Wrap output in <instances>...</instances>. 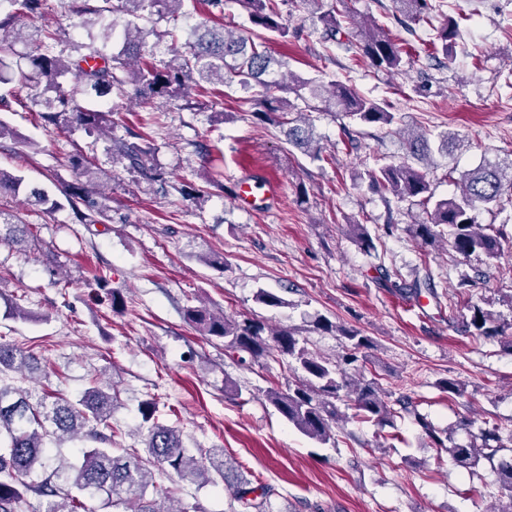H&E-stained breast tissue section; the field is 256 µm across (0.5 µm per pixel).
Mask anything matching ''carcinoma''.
Listing matches in <instances>:
<instances>
[{
	"mask_svg": "<svg viewBox=\"0 0 512 512\" xmlns=\"http://www.w3.org/2000/svg\"><path fill=\"white\" fill-rule=\"evenodd\" d=\"M49 0H0V84H15L41 98L45 126L58 132L83 130L90 136L108 141L112 161L123 165L134 177L149 184L165 185L164 172L157 160V148L143 131L126 128V136L112 135V111L89 108L66 85L71 76L86 95L114 94L134 100L141 108H152L159 99L179 98L181 109L202 112L199 97L207 84L234 85L255 101L253 117L283 128L288 144L314 160H321V147L309 114L340 113L360 124L377 126L398 133L405 155L401 160L382 164L366 172L368 188L389 194L400 202L420 206L425 217L411 225L414 239L421 247L438 242L450 244L467 258L481 254L498 259L512 236L504 226L478 224L472 212L477 206H503V198H512V161H485L460 176L459 192L435 199L429 167L418 162L431 160L434 153H446L448 133L436 139L416 129L402 128V117L385 104L361 95L352 85L341 81L327 83L301 79L293 75L276 77L278 62L261 42V28L285 38L288 21L277 0H207V6L224 14V5L232 3L247 14L252 28L237 32L224 29V23L202 22L181 47L179 62L157 61L158 44L148 45L138 21L151 19L174 23L164 35L176 37L178 21L186 0H117L113 11L126 19L122 41L104 53L93 49L71 58L61 48L57 33L26 24L24 19L44 13ZM107 0H69L68 12L77 19L76 26L97 23ZM307 17L323 25L328 39L336 40L340 20L336 4L325 0H299ZM393 14L414 23H430L436 9L434 0H391ZM459 26L449 20L436 28L432 57L449 58ZM353 37L357 53L369 64L387 72L403 65V45L392 38L376 21L356 23ZM75 179L64 187L75 220L80 224L112 222V209L97 190L98 167L78 154L71 161ZM24 190L23 176L0 168V199L17 197ZM350 237L370 251L375 244L362 224L348 225ZM32 239L29 225L15 214L0 209V244ZM423 274L407 282L383 266L377 268L379 279L404 294L436 296L429 265ZM467 332L485 340H503L512 323L500 322L480 305L470 306ZM184 318L203 336L224 340V351L239 355L240 362H258L262 358L287 361L294 378L288 389L269 388L265 400L293 427L321 445L335 439V429L350 420L370 422L379 429L395 427L396 419L408 415L429 440L430 447L448 453L451 463L473 470L487 463L497 475L500 489L509 505L496 512H512V458L500 452L512 444V434L503 436L496 423L484 421L477 431L475 421L464 417L456 426L466 440L454 437L455 430H440L416 412L409 402H390L381 392L378 378L367 368L372 341L359 331L337 325L325 317L315 320L314 328L345 339L342 351L331 359L310 348L309 339L290 327L273 328L249 316H216L204 306H188ZM38 359L9 342H0V376L5 372L33 373ZM118 405L114 388L94 385L78 401L36 393L3 383L0 379V512H25L28 496L47 498L44 512H79V495L103 496L105 501L126 512H180L165 508L157 496L168 491L156 477L173 474L197 485L222 481L238 502L250 512H270L267 489L254 496L251 482L242 478L233 462L213 452L201 457L184 447L182 432L156 418L154 399L139 405L143 423L148 425L144 449L124 448L117 440L110 421ZM86 441L75 462L53 454L65 442ZM41 472V480L29 478Z\"/></svg>",
	"mask_w": 512,
	"mask_h": 512,
	"instance_id": "cac0c4a2",
	"label": "carcinoma"
}]
</instances>
